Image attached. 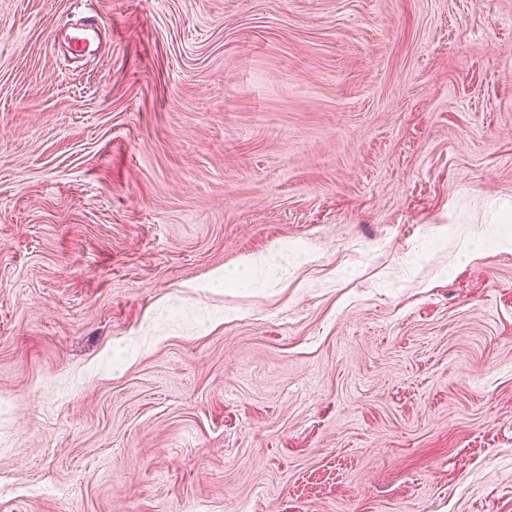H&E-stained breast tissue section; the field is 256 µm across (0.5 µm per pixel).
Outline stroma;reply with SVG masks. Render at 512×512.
<instances>
[{
	"label": "stroma",
	"instance_id": "35a3bbf8",
	"mask_svg": "<svg viewBox=\"0 0 512 512\" xmlns=\"http://www.w3.org/2000/svg\"><path fill=\"white\" fill-rule=\"evenodd\" d=\"M510 197L512 0H0V512H512Z\"/></svg>",
	"mask_w": 512,
	"mask_h": 512
}]
</instances>
